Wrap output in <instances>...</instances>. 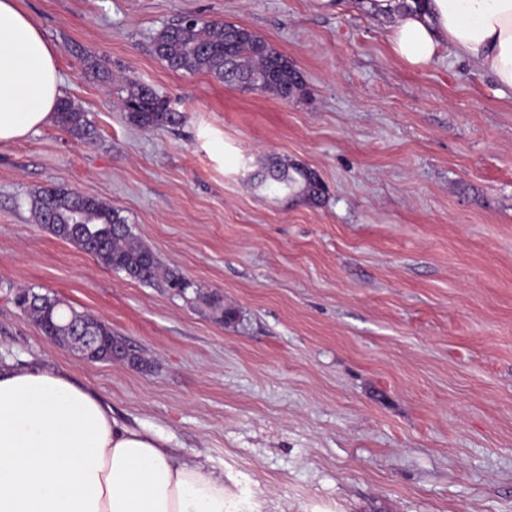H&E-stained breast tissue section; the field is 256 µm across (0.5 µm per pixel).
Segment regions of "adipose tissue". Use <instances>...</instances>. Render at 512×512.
I'll return each instance as SVG.
<instances>
[{"label":"adipose tissue","instance_id":"ef3b65f1","mask_svg":"<svg viewBox=\"0 0 512 512\" xmlns=\"http://www.w3.org/2000/svg\"><path fill=\"white\" fill-rule=\"evenodd\" d=\"M393 54L429 66L452 48L512 88V0H368ZM58 52L18 0H0V143L46 125ZM0 512H242L201 457L129 426L68 371L0 361Z\"/></svg>","mask_w":512,"mask_h":512}]
</instances>
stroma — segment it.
Returning <instances> with one entry per match:
<instances>
[{
    "instance_id": "obj_1",
    "label": "stroma",
    "mask_w": 512,
    "mask_h": 512,
    "mask_svg": "<svg viewBox=\"0 0 512 512\" xmlns=\"http://www.w3.org/2000/svg\"><path fill=\"white\" fill-rule=\"evenodd\" d=\"M20 5L97 137L51 122L0 144V358L71 372L117 418L206 458L247 512H512V89L447 50L406 66L356 5ZM189 16L252 29L304 93L167 68L152 40ZM124 78L183 122L129 123ZM272 157L326 194L256 187ZM53 185L118 209L193 291L130 280L42 229L32 194ZM20 287L105 320L143 368L57 346L17 307ZM212 292L235 321L214 318Z\"/></svg>"
}]
</instances>
